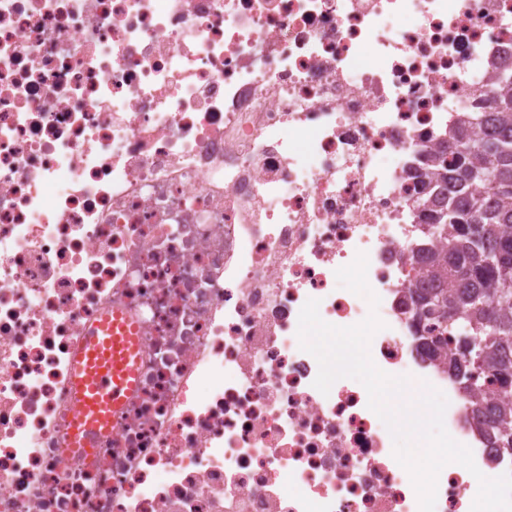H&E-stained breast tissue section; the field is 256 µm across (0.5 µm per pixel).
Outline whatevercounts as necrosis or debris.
<instances>
[{
    "mask_svg": "<svg viewBox=\"0 0 512 512\" xmlns=\"http://www.w3.org/2000/svg\"><path fill=\"white\" fill-rule=\"evenodd\" d=\"M512 68V0H0V512H419L357 380L313 385L299 313L384 322L444 393L435 512L512 473L403 292L432 159ZM377 308L339 286L358 253ZM129 313L137 383L74 451L73 360Z\"/></svg>",
    "mask_w": 512,
    "mask_h": 512,
    "instance_id": "necrosis-or-debris-1",
    "label": "necrosis or debris"
}]
</instances>
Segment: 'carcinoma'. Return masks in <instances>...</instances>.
<instances>
[{"label": "carcinoma", "instance_id": "carcinoma-1", "mask_svg": "<svg viewBox=\"0 0 512 512\" xmlns=\"http://www.w3.org/2000/svg\"><path fill=\"white\" fill-rule=\"evenodd\" d=\"M491 102L496 122L475 138L481 118L473 115L448 130V169L436 193L429 239L411 251L423 278L433 287L410 295L420 319L454 333L459 357L448 371L464 384L475 368L499 377L496 388L468 389L471 413L496 396L497 418L481 431L496 448L512 438V81L495 75ZM484 174L493 179L482 178Z\"/></svg>", "mask_w": 512, "mask_h": 512}]
</instances>
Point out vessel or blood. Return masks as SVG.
<instances>
[{"instance_id":"vessel-or-blood-1","label":"vessel or blood","mask_w":512,"mask_h":512,"mask_svg":"<svg viewBox=\"0 0 512 512\" xmlns=\"http://www.w3.org/2000/svg\"><path fill=\"white\" fill-rule=\"evenodd\" d=\"M139 348L135 326L118 314L103 317L88 332L71 375L74 447H91L95 436L110 431L115 413L136 385Z\"/></svg>"}]
</instances>
